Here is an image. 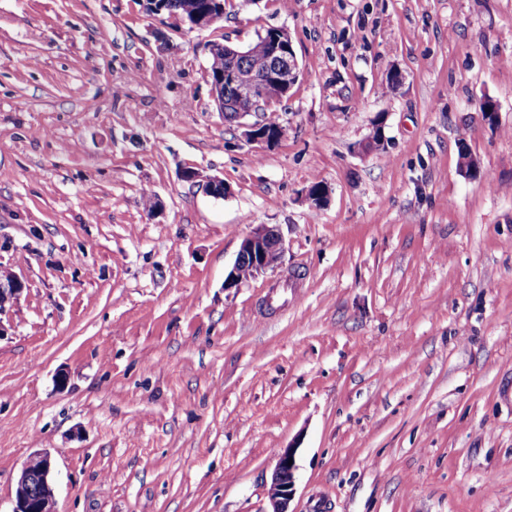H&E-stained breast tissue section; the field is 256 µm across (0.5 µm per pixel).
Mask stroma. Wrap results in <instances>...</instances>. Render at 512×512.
Returning a JSON list of instances; mask_svg holds the SVG:
<instances>
[{
  "label": "stroma",
  "instance_id": "stroma-1",
  "mask_svg": "<svg viewBox=\"0 0 512 512\" xmlns=\"http://www.w3.org/2000/svg\"><path fill=\"white\" fill-rule=\"evenodd\" d=\"M268 28L300 78L258 147L206 46ZM258 224L285 253L225 290ZM0 265V512L38 450L57 512H266L290 446L293 512H512V0H0ZM147 1V10L153 15H167V9H163L162 14H159L157 11L161 4L167 3L170 8L174 11L178 12L180 15H186L191 17V15L197 10L201 9L203 6L208 4H214L217 6L218 4L221 6L222 10L224 9L226 2L228 0H146ZM154 5V7H152ZM169 17V15H167ZM170 18L176 19L180 25L190 27L191 30L194 29H204L212 26L216 22L223 20L224 13L217 12L214 9H203L196 12L191 19L182 18L178 15H171ZM246 128V139L249 142L260 146H271L283 135L284 132L283 127L279 124L264 125L253 122L246 125ZM13 278V271L10 268L0 266V282H9ZM25 288L24 281L14 273V278L10 284L0 283V338L8 331V327L2 321V314L5 311L6 304L14 303Z\"/></svg>",
  "mask_w": 512,
  "mask_h": 512
}]
</instances>
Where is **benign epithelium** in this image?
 Listing matches in <instances>:
<instances>
[{
    "label": "benign epithelium",
    "instance_id": "obj_1",
    "mask_svg": "<svg viewBox=\"0 0 512 512\" xmlns=\"http://www.w3.org/2000/svg\"><path fill=\"white\" fill-rule=\"evenodd\" d=\"M180 25L191 29H204L224 19V13L213 9L196 12L191 19L174 16ZM266 54L254 56L245 49L230 47L213 41L207 45L210 54L222 53L233 61L243 60L251 72L245 84L236 81L230 68L210 81L212 97L220 101L222 112L235 119L252 116L258 106L279 101L297 83L300 69L288 30L273 29ZM281 125L253 122L246 125L245 137L254 144L270 146L282 135ZM285 250V241L276 224H258L243 239L236 260L224 277V289L231 290L275 268ZM25 288L24 281L14 276L9 284L0 283V315L6 305L14 303ZM295 449L287 448L279 456L271 480L266 488L268 512H292L296 464ZM54 463L51 454L43 451L29 457L23 466L15 490L12 512H55L53 488Z\"/></svg>",
    "mask_w": 512,
    "mask_h": 512
}]
</instances>
